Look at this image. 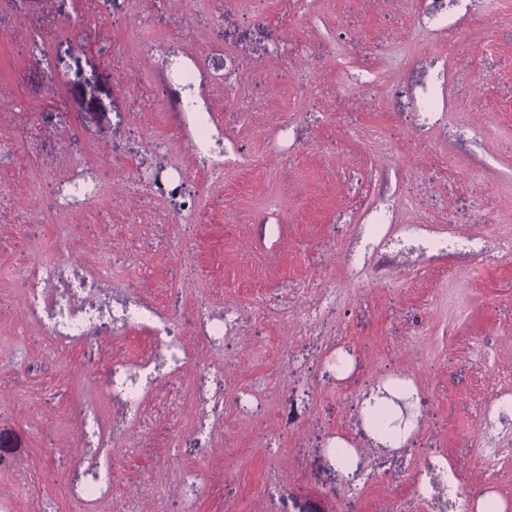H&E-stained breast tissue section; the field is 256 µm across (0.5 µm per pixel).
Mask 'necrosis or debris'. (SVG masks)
I'll use <instances>...</instances> for the list:
<instances>
[{"mask_svg": "<svg viewBox=\"0 0 512 512\" xmlns=\"http://www.w3.org/2000/svg\"><path fill=\"white\" fill-rule=\"evenodd\" d=\"M191 147L199 156L204 172L224 171V140L205 119L193 124ZM55 261L39 259L26 265L25 286L29 292L30 314L43 319L50 338L78 344L91 336H105L125 330L145 329L157 342L154 356L147 360H123L108 372L117 375L113 406L112 438L87 436L83 445L90 454L86 475L75 480L72 491L86 505L96 506L112 490L102 476L112 464V447L123 441L141 414L143 384L152 380L160 366L178 371L189 359L178 323L146 302H134L118 291L106 275L83 269L69 255L65 241H57Z\"/></svg>", "mask_w": 512, "mask_h": 512, "instance_id": "necrosis-or-debris-1", "label": "necrosis or debris"}]
</instances>
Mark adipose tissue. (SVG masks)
<instances>
[{
  "mask_svg": "<svg viewBox=\"0 0 512 512\" xmlns=\"http://www.w3.org/2000/svg\"><path fill=\"white\" fill-rule=\"evenodd\" d=\"M413 398L414 390L410 382L395 379L366 400L363 413L374 438L394 448L406 442L416 421L404 417L402 406L412 402Z\"/></svg>",
  "mask_w": 512,
  "mask_h": 512,
  "instance_id": "ef3b65f1",
  "label": "adipose tissue"
}]
</instances>
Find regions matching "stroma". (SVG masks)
<instances>
[{"label": "stroma", "mask_w": 512, "mask_h": 512, "mask_svg": "<svg viewBox=\"0 0 512 512\" xmlns=\"http://www.w3.org/2000/svg\"><path fill=\"white\" fill-rule=\"evenodd\" d=\"M174 60L204 77L223 177L163 90ZM435 85L443 110L419 111ZM83 180L101 199L60 206ZM415 224L483 249L424 251ZM59 237L187 340L199 305L233 321L219 352L148 389L103 512H438L418 491L432 459L512 512V424L483 422L512 388V0H449L440 18L417 0H0V512H79L82 413L112 422L99 371L154 347L133 332L51 344L24 311V266ZM394 378L418 392L401 448L363 415ZM202 383L224 398L206 440ZM336 466L347 476H353L357 470L356 455L352 448L342 440L337 438L336 445L331 447Z\"/></svg>", "instance_id": "35a3bbf8"}]
</instances>
